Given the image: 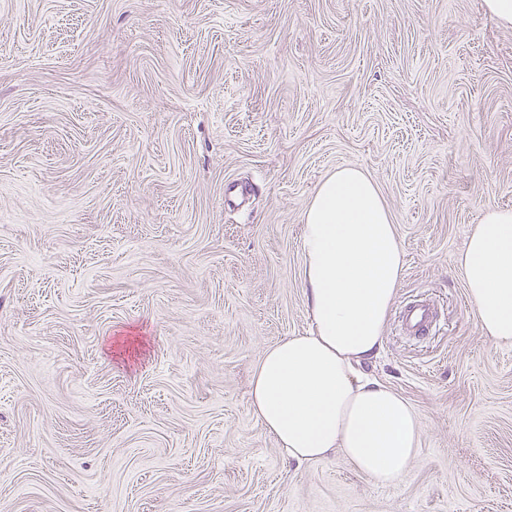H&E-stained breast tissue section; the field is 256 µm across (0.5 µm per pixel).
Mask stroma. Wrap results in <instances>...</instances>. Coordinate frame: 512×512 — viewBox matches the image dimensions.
Here are the masks:
<instances>
[{"instance_id":"stroma-1","label":"stroma","mask_w":512,"mask_h":512,"mask_svg":"<svg viewBox=\"0 0 512 512\" xmlns=\"http://www.w3.org/2000/svg\"><path fill=\"white\" fill-rule=\"evenodd\" d=\"M342 167L404 272L366 370L398 487L284 455L250 408L310 327L307 203ZM512 208V28L484 0H0V512H512V347L458 260ZM434 302L436 336L400 325Z\"/></svg>"}]
</instances>
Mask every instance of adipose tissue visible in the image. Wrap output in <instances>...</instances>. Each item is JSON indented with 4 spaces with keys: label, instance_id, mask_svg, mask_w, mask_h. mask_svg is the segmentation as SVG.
<instances>
[{
    "label": "adipose tissue",
    "instance_id": "ef3b65f1",
    "mask_svg": "<svg viewBox=\"0 0 512 512\" xmlns=\"http://www.w3.org/2000/svg\"><path fill=\"white\" fill-rule=\"evenodd\" d=\"M311 329L269 347L250 406L289 459L342 451L382 487L400 485L419 451L420 420L364 363L379 356L404 258L390 213L362 170L343 167L310 198L301 238ZM484 336L512 346V209H487L459 259Z\"/></svg>",
    "mask_w": 512,
    "mask_h": 512
}]
</instances>
